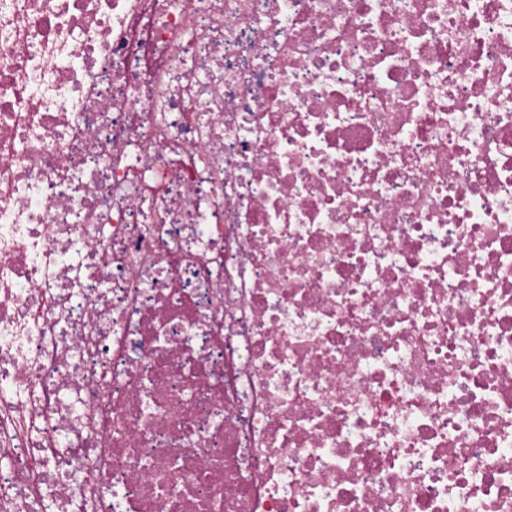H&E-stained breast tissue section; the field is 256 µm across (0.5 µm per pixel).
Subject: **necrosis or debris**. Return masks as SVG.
<instances>
[{
    "label": "necrosis or debris",
    "mask_w": 512,
    "mask_h": 512,
    "mask_svg": "<svg viewBox=\"0 0 512 512\" xmlns=\"http://www.w3.org/2000/svg\"><path fill=\"white\" fill-rule=\"evenodd\" d=\"M0 512H512V0H0Z\"/></svg>",
    "instance_id": "obj_1"
}]
</instances>
